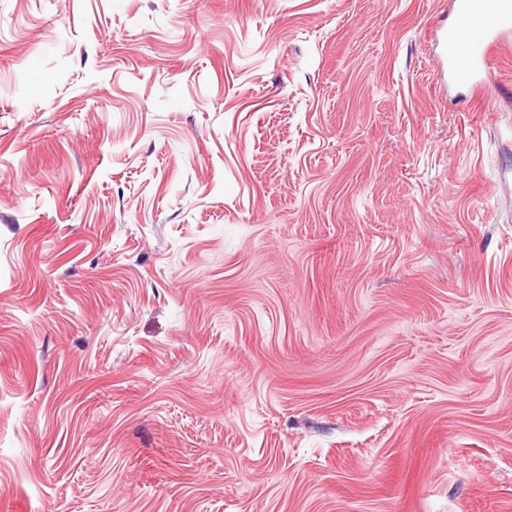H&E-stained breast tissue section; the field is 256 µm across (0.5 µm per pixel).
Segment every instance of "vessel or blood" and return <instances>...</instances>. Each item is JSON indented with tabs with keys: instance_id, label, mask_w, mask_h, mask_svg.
Segmentation results:
<instances>
[{
	"instance_id": "1",
	"label": "vessel or blood",
	"mask_w": 512,
	"mask_h": 512,
	"mask_svg": "<svg viewBox=\"0 0 512 512\" xmlns=\"http://www.w3.org/2000/svg\"><path fill=\"white\" fill-rule=\"evenodd\" d=\"M455 23L442 38L443 60L462 84L478 82L503 36L512 33V0H453Z\"/></svg>"
}]
</instances>
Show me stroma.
<instances>
[{
	"mask_svg": "<svg viewBox=\"0 0 512 512\" xmlns=\"http://www.w3.org/2000/svg\"><path fill=\"white\" fill-rule=\"evenodd\" d=\"M452 0H0V512H512V44ZM456 22L443 33V60L462 84L477 83L503 36L512 33L511 0H454Z\"/></svg>",
	"mask_w": 512,
	"mask_h": 512,
	"instance_id": "stroma-1",
	"label": "stroma"
}]
</instances>
